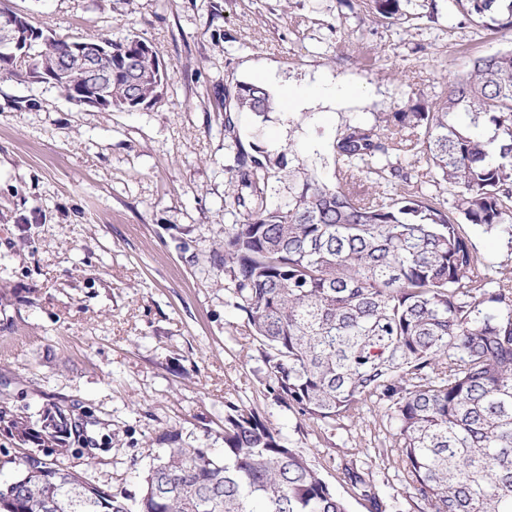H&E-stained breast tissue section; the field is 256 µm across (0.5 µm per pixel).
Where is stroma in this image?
<instances>
[{"label":"stroma","mask_w":512,"mask_h":512,"mask_svg":"<svg viewBox=\"0 0 512 512\" xmlns=\"http://www.w3.org/2000/svg\"><path fill=\"white\" fill-rule=\"evenodd\" d=\"M44 31L131 33L170 72L163 96L133 112L77 107L26 78L0 81V407L37 414L53 402L79 417V470L138 497L163 433L178 446L224 447V401L258 411L310 460L348 512H375L342 469L356 462L385 512H424L390 428L364 411L317 430L275 403L216 254L233 193L224 90L268 75L278 86L353 88L267 120L240 114L246 150L285 152L268 191L288 201L292 169L334 180L332 143L345 126L413 101L439 100L472 59L512 49L438 0H412L400 24L373 20L368 0H7Z\"/></svg>","instance_id":"stroma-1"}]
</instances>
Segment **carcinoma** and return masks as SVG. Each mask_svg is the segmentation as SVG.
I'll return each mask as SVG.
<instances>
[{"label": "carcinoma", "instance_id": "carcinoma-1", "mask_svg": "<svg viewBox=\"0 0 512 512\" xmlns=\"http://www.w3.org/2000/svg\"><path fill=\"white\" fill-rule=\"evenodd\" d=\"M375 17L403 20L402 4L372 0ZM471 21L512 30V0H454ZM87 42L108 50L103 96L133 111L160 97L168 71L132 34ZM37 45L0 47V80L31 67L76 105L83 73L60 71ZM224 131L240 209L224 225V290L244 318L274 401L319 428L375 407L394 424L390 452L428 512H512V266L482 258L457 216L512 235V50L475 59L433 106L416 102L368 124L348 125L333 151L344 185L308 174L288 186V204L268 203L284 155L246 152L236 114L265 120L268 89L240 81ZM414 151L450 199L417 190L390 156ZM384 189L365 197L361 174ZM0 512H347L311 463L252 408L225 401L223 456L175 446L153 456L134 505L88 483L63 459L82 428L54 404L40 426L0 409ZM353 488L378 502L376 485L344 467Z\"/></svg>", "mask_w": 512, "mask_h": 512}]
</instances>
